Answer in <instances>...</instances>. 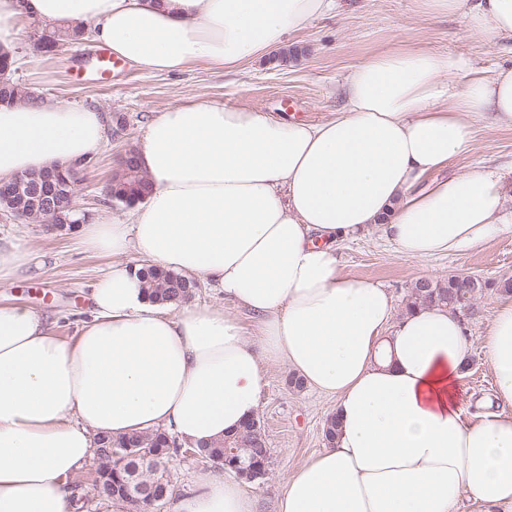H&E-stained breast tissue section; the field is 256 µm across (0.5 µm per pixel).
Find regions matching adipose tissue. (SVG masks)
I'll return each instance as SVG.
<instances>
[{
	"mask_svg": "<svg viewBox=\"0 0 512 512\" xmlns=\"http://www.w3.org/2000/svg\"><path fill=\"white\" fill-rule=\"evenodd\" d=\"M334 0H0V46L23 23L79 24L151 74L206 62L234 71L277 53ZM468 32L512 41V0H416ZM465 83H458V76ZM512 128V65L394 46L355 64L345 102L317 123L204 100L159 113L135 144L151 182L124 221L83 225L114 261L74 339L48 314L0 303V512H72V478L100 436L162 428L199 446L255 416L263 367L283 364L332 402L336 437L287 475L278 512H512V416L465 423L470 339L448 310L398 313L391 293L339 269V246L373 226L408 259L461 255L512 229L498 174L431 180L469 150L472 123ZM106 146L96 109L0 105V182L90 160ZM220 288V308L148 298L121 256ZM43 256L0 241V284ZM498 403L512 406V295L484 337ZM170 512H254L236 481L202 477Z\"/></svg>",
	"mask_w": 512,
	"mask_h": 512,
	"instance_id": "ef3b65f1",
	"label": "adipose tissue"
}]
</instances>
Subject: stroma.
I'll return each instance as SVG.
<instances>
[{
    "label": "stroma",
    "instance_id": "obj_1",
    "mask_svg": "<svg viewBox=\"0 0 512 512\" xmlns=\"http://www.w3.org/2000/svg\"><path fill=\"white\" fill-rule=\"evenodd\" d=\"M44 28L41 21L26 23L13 44L14 80L45 103L93 107L108 117L122 118L125 124L122 136L109 138L75 189L76 209L93 219L105 212L125 217L126 207L111 202L104 186L125 148L154 116L172 106L205 100L257 108L285 121L319 122L342 106L345 78L354 64L398 44L462 56L489 73L512 62V42L473 35L456 17L419 15L413 0H338L335 15L315 19L306 30L290 36V44L305 50L297 61L279 67L264 57L235 74L207 64L177 74H146L125 64L105 72L99 63L105 48L93 40L54 51L38 49ZM477 164L497 171L511 208L512 128L477 122L470 152L452 158L437 176L461 175ZM0 236L21 238L48 259L42 275L0 286V301L54 316L57 334L72 339L89 307L90 290L111 264V257L86 252L78 232L55 234L44 225L8 215L0 217ZM339 254L343 275L373 280L387 288L399 305L421 279L451 274L512 276L511 232L465 255L424 261L400 257L374 231L342 244ZM496 303L493 294L476 297L475 313L466 322L472 366L462 381L460 397L470 424L494 400V377L483 361L482 338ZM263 372L266 385L258 415L266 430L268 475L248 484L247 490L255 512H276L284 477L324 448L323 423L331 402L290 386L291 372L284 365L269 364Z\"/></svg>",
    "mask_w": 512,
    "mask_h": 512
}]
</instances>
